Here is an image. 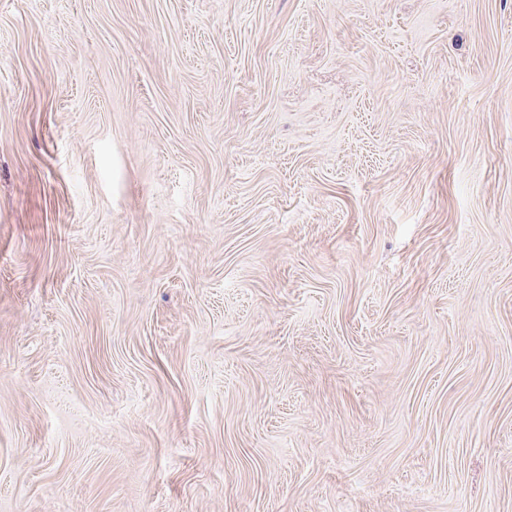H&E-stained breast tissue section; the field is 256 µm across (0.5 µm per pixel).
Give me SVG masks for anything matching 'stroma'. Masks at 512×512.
Listing matches in <instances>:
<instances>
[{
    "label": "stroma",
    "mask_w": 512,
    "mask_h": 512,
    "mask_svg": "<svg viewBox=\"0 0 512 512\" xmlns=\"http://www.w3.org/2000/svg\"><path fill=\"white\" fill-rule=\"evenodd\" d=\"M0 512H512V0H0Z\"/></svg>",
    "instance_id": "1"
}]
</instances>
